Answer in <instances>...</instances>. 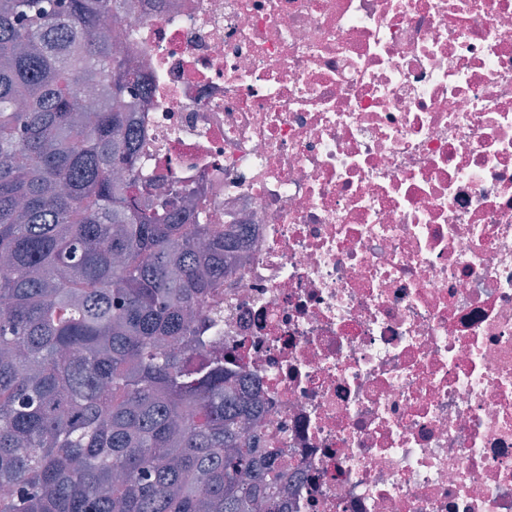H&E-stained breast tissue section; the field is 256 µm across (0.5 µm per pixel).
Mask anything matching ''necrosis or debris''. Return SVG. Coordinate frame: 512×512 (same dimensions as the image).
Segmentation results:
<instances>
[{"mask_svg":"<svg viewBox=\"0 0 512 512\" xmlns=\"http://www.w3.org/2000/svg\"><path fill=\"white\" fill-rule=\"evenodd\" d=\"M137 170L239 245L195 360L285 512H512V0H126Z\"/></svg>","mask_w":512,"mask_h":512,"instance_id":"obj_1","label":"necrosis or debris"}]
</instances>
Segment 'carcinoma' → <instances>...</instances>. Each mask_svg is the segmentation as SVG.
Returning a JSON list of instances; mask_svg holds the SVG:
<instances>
[{
  "mask_svg": "<svg viewBox=\"0 0 512 512\" xmlns=\"http://www.w3.org/2000/svg\"><path fill=\"white\" fill-rule=\"evenodd\" d=\"M124 0H0V512H283L223 359L193 362L230 232L148 210Z\"/></svg>",
  "mask_w": 512,
  "mask_h": 512,
  "instance_id": "obj_1",
  "label": "carcinoma"
}]
</instances>
